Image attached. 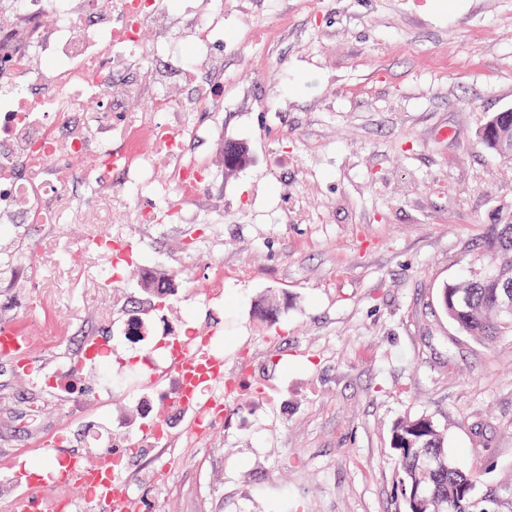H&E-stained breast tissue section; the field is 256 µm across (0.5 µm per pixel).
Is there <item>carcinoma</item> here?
Listing matches in <instances>:
<instances>
[{
	"instance_id": "obj_1",
	"label": "carcinoma",
	"mask_w": 512,
	"mask_h": 512,
	"mask_svg": "<svg viewBox=\"0 0 512 512\" xmlns=\"http://www.w3.org/2000/svg\"><path fill=\"white\" fill-rule=\"evenodd\" d=\"M480 139L488 151L511 157L512 110L492 114ZM486 254L491 261L475 260L464 277L445 284L440 292L448 321L480 341L512 335V319L495 315L499 291L512 285L511 213L493 225ZM461 295L467 302H458ZM390 445L398 463L396 486L403 512H512V503L504 511L498 499L476 496L477 473L460 468L448 456L445 435L433 418L397 422Z\"/></svg>"
}]
</instances>
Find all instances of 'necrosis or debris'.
<instances>
[{"label": "necrosis or debris", "instance_id": "1", "mask_svg": "<svg viewBox=\"0 0 512 512\" xmlns=\"http://www.w3.org/2000/svg\"><path fill=\"white\" fill-rule=\"evenodd\" d=\"M10 8L16 23L0 30V233L11 232L17 215L30 224L53 223L68 188L49 179V168L63 162L78 170L85 154L104 149L107 141L112 147L104 150L118 176L111 185L113 212L131 213L137 223L153 224L172 202L195 196L210 172L202 161L186 157L189 122L159 125L125 110L126 102L139 97L146 86L151 89V111L181 109L166 90L157 49L147 48L142 39L147 25L162 24L161 0H112L108 8L100 0H82L77 6L71 0H12ZM48 11L55 17L49 28L41 23ZM223 27L224 12L219 9L192 27L193 55L172 52L190 82L208 69L211 44ZM133 59L142 64L141 80H121ZM37 86L44 87V94H34ZM87 116L93 117L99 137L81 125ZM144 138L174 162L171 194L162 195L160 204L150 208L134 206L132 200L151 182V162L139 152ZM260 377V370L243 359L234 375L200 384L186 400L181 374L170 372L167 385L142 412L138 448L119 442L114 454L144 455L170 440L178 417L187 413L192 416L190 436H201L210 426L209 411L224 401L235 404L240 422H247L262 406L249 394Z\"/></svg>", "mask_w": 512, "mask_h": 512}]
</instances>
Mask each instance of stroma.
Wrapping results in <instances>:
<instances>
[{
    "mask_svg": "<svg viewBox=\"0 0 512 512\" xmlns=\"http://www.w3.org/2000/svg\"><path fill=\"white\" fill-rule=\"evenodd\" d=\"M211 48L223 108L196 115L187 141L212 173L183 217L116 224L96 155L55 224L15 218L0 235V326L35 336L34 370L0 359V512L21 469L87 450V437L139 441L146 391L98 387L91 341L114 369L139 370L117 344L131 297L146 338L193 329L223 339L224 361L272 374L243 427L216 416L189 448L154 463L152 512H401L393 424L427 415L478 491L512 500V336L482 344L439 304L442 285L483 253L512 211V160L478 133L512 109V0H234ZM217 0H172L169 41ZM250 160L226 168L221 146ZM138 263L98 273L101 234Z\"/></svg>",
    "mask_w": 512,
    "mask_h": 512,
    "instance_id": "stroma-1",
    "label": "stroma"
}]
</instances>
